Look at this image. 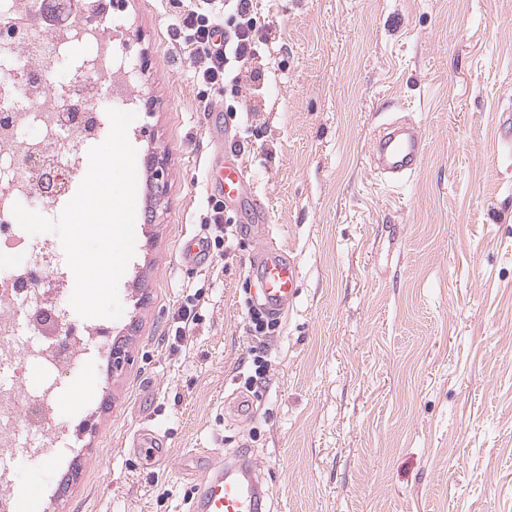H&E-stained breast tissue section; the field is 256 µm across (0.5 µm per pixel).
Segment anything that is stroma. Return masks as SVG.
Returning a JSON list of instances; mask_svg holds the SVG:
<instances>
[{
    "mask_svg": "<svg viewBox=\"0 0 512 512\" xmlns=\"http://www.w3.org/2000/svg\"><path fill=\"white\" fill-rule=\"evenodd\" d=\"M170 15V0H114L115 47L139 66L128 138L162 155L167 190L135 216L122 317L57 334L91 355L57 377L43 457L17 458L19 483L45 489L35 512H188L218 453L239 450L266 512H512V153L497 147L512 0H257L268 46L206 97ZM396 119L419 125L424 154L391 184L368 146ZM229 141L259 202L225 209L229 252L191 267L182 245L216 234L205 177ZM262 205L263 244L300 280L256 338ZM193 297L198 320L170 343ZM58 424L68 446L50 442ZM146 427L169 466L131 452Z\"/></svg>",
    "mask_w": 512,
    "mask_h": 512,
    "instance_id": "stroma-1",
    "label": "stroma"
}]
</instances>
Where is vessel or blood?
<instances>
[{
	"label": "vessel or blood",
	"mask_w": 512,
	"mask_h": 512,
	"mask_svg": "<svg viewBox=\"0 0 512 512\" xmlns=\"http://www.w3.org/2000/svg\"><path fill=\"white\" fill-rule=\"evenodd\" d=\"M423 149L419 128L405 122L392 123L374 135L368 150L369 163L377 174L400 178L416 170ZM249 189L247 172L241 162L222 166L214 190L224 201L240 200ZM256 263L260 271L256 301L266 313L277 315L294 300L298 268L292 261L264 251L258 253ZM132 446L144 453L150 466H161L170 459L151 429H142ZM255 471L254 461L247 458L233 465L217 463L202 481L193 512H260L267 492L256 480Z\"/></svg>",
	"instance_id": "obj_1"
}]
</instances>
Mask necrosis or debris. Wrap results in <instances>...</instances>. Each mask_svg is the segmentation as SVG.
I'll use <instances>...</instances> for the list:
<instances>
[{"label": "necrosis or debris", "mask_w": 512, "mask_h": 512, "mask_svg": "<svg viewBox=\"0 0 512 512\" xmlns=\"http://www.w3.org/2000/svg\"><path fill=\"white\" fill-rule=\"evenodd\" d=\"M33 4L34 0H0V24L7 26L5 39L0 40V166L8 168L7 179H0L1 224L12 223L13 205L31 194H38L35 209L42 214L69 198L73 183L88 171L86 147L97 140L108 120L107 113L96 106L98 81H107L114 103L120 107L126 103L125 93L133 77L132 67L113 53L110 16L41 31L34 23ZM74 48L83 52L84 88L81 94L66 97L61 86L51 85L50 75L58 57ZM18 86L34 102L52 96V105L38 112L25 110L10 94ZM33 124L40 127L41 137L24 139V130ZM33 156L50 169L48 182L38 190L26 174ZM32 252L34 246L24 233L0 237L1 367L14 365L24 356L14 343L19 302L32 300L28 321L43 336L71 317L70 310L61 304L70 280L60 271L52 250L39 252L40 264L49 274V286L40 297H33ZM58 400L52 384L38 394L14 388L8 398L0 400V512H16L10 490L13 474L3 462L16 454L17 418L24 414L31 423L42 424Z\"/></svg>", "instance_id": "necrosis-or-debris-1"}]
</instances>
